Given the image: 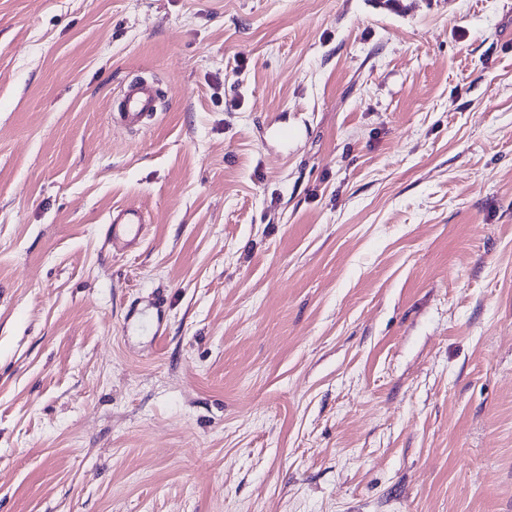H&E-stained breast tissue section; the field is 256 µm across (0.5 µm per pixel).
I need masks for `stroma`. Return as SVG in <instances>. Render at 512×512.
Returning <instances> with one entry per match:
<instances>
[{"mask_svg":"<svg viewBox=\"0 0 512 512\" xmlns=\"http://www.w3.org/2000/svg\"><path fill=\"white\" fill-rule=\"evenodd\" d=\"M0 512H512V0H0ZM155 95L150 84H129L123 93L118 112L112 113V122H119L126 129L142 127L153 114ZM146 224L140 210L122 208L112 211L108 224V234L112 243L123 242L127 244L138 242Z\"/></svg>","mask_w":512,"mask_h":512,"instance_id":"1","label":"stroma"}]
</instances>
